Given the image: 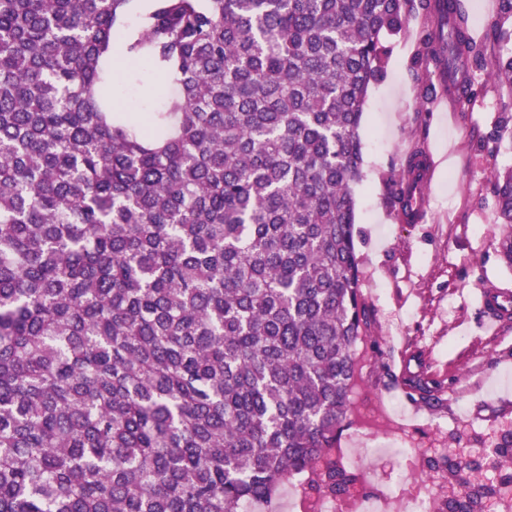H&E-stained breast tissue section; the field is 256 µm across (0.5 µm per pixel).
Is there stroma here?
<instances>
[{
    "instance_id": "35a3bbf8",
    "label": "stroma",
    "mask_w": 512,
    "mask_h": 512,
    "mask_svg": "<svg viewBox=\"0 0 512 512\" xmlns=\"http://www.w3.org/2000/svg\"><path fill=\"white\" fill-rule=\"evenodd\" d=\"M423 17L414 16L386 37L388 63L371 84L360 134L364 179L357 187L356 252L361 294L374 312L368 352L355 394L357 413L339 447L355 448L364 465L397 483L403 495L426 489L405 456L378 457L400 431L419 458L448 447L462 434V447L490 451L497 433L512 427V325L484 335L479 289H512V270L497 252L499 229L489 184L495 169L512 166V144L498 150L475 146L476 133L512 113V92L490 87L449 121L424 92L437 76L419 60ZM441 156L429 190L426 218L401 222L390 201L389 183L416 151ZM445 380L442 402L412 400L404 386L410 373ZM380 415L384 429L363 425Z\"/></svg>"
}]
</instances>
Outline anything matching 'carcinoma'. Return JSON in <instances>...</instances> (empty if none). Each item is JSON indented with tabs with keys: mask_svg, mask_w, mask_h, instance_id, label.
<instances>
[{
	"mask_svg": "<svg viewBox=\"0 0 512 512\" xmlns=\"http://www.w3.org/2000/svg\"><path fill=\"white\" fill-rule=\"evenodd\" d=\"M469 0H0V512H243L295 481L363 487L336 456L372 313L359 134L411 13L453 102L512 91ZM156 78L124 112L113 57ZM512 132L503 113L483 140ZM390 194L414 206L406 177ZM512 267V168L491 178ZM432 403L441 384L404 379ZM491 460L425 461L437 512H485ZM127 80H128L127 70H125V71H123L122 76L119 79L114 81V93L116 96V100L119 101L120 103H123L124 101L127 100L126 104H123L122 106L125 109L131 110L132 112H136V107H137V112H151L153 110V108L155 107V103H156L155 98L150 97V96L137 97L135 99V102H136L135 103L136 107H135V104L129 100V98L127 97V95L124 92V89L126 88Z\"/></svg>",
	"mask_w": 512,
	"mask_h": 512,
	"instance_id": "obj_1",
	"label": "carcinoma"
}]
</instances>
